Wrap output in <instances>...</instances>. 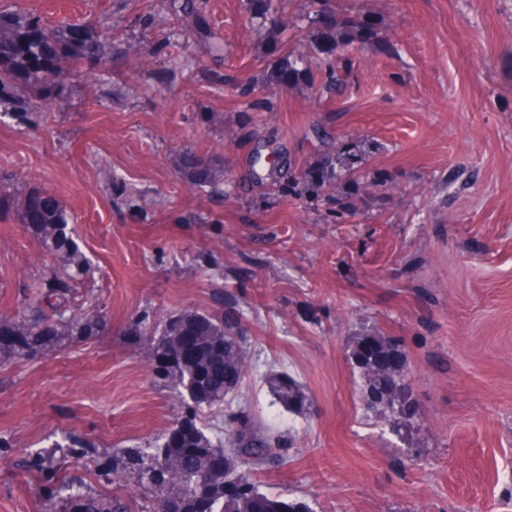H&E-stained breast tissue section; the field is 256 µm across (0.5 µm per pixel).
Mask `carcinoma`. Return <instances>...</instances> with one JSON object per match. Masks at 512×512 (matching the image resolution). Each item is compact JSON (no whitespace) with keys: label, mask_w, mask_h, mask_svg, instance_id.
I'll return each instance as SVG.
<instances>
[{"label":"carcinoma","mask_w":512,"mask_h":512,"mask_svg":"<svg viewBox=\"0 0 512 512\" xmlns=\"http://www.w3.org/2000/svg\"><path fill=\"white\" fill-rule=\"evenodd\" d=\"M285 0H245V8L261 29L266 46L280 45L284 58L262 75L250 80L243 89L253 95L268 86L289 92L305 90L321 94H339L343 73L353 62L349 48L373 43L382 53L392 45L378 40L374 26L358 16L341 15L327 6V0H311L314 9L306 15L318 55L315 68H324V77L316 80L307 66L309 56L281 38L277 12ZM108 38L105 33L87 29L77 40L71 24L50 26L40 18L22 11L0 9V107L12 109V116L29 120V111L49 106L57 75L75 68L84 59H103ZM183 178L195 188H214L224 180V159L200 154L192 149L179 157ZM303 189L322 196L336 190V167L329 161L317 163L298 177ZM42 199L37 213L30 211L32 198ZM12 212L17 223L27 225L40 239L46 253L60 267V273L30 285L22 313L0 315V360L20 357L22 353L49 346L61 347L78 338L97 336L100 319L82 307L66 306L84 282L89 262L74 238L70 216L63 206L46 192L26 184L0 183V209ZM134 332L146 337L157 362L155 373L164 386L173 389L183 408L176 425L187 423L192 434L178 445L167 442L164 433L143 448L118 450L112 455V477H125L141 485L159 504V512H253L250 503L261 498L265 512H313L304 501H287L279 495L260 491L256 485V466L267 459L271 439L260 437L247 428L225 434H211L196 423L197 411L221 410L231 405L229 395L248 372L245 328L242 318L215 317L200 313L164 315L151 327L141 320ZM191 333L197 336L195 353L166 366L162 359L173 348L172 339ZM374 359L355 353L364 382L367 409L378 411L395 429H400L401 414L409 409L410 392L406 374L398 368L397 350L376 337L365 340ZM232 371L229 386L217 383L213 372L218 367ZM270 392L285 408L301 401L299 386L285 377L268 380ZM215 453L224 456L220 474L205 481L198 475L206 467V458ZM73 512H133L117 497L77 493Z\"/></svg>","instance_id":"1"}]
</instances>
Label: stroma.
<instances>
[{"instance_id": "stroma-1", "label": "stroma", "mask_w": 512, "mask_h": 512, "mask_svg": "<svg viewBox=\"0 0 512 512\" xmlns=\"http://www.w3.org/2000/svg\"><path fill=\"white\" fill-rule=\"evenodd\" d=\"M181 2L0 0L49 25L101 26L111 43L109 61L59 74L41 119H0V177L72 216L92 269L78 301L107 324L0 365V512H40L51 450L60 475L156 512L135 482L101 474L114 449L179 416L132 322L233 308L250 372L200 422L216 432L243 414L278 431L262 490L313 512H512V0H330L394 52L353 50L338 100L272 88L260 108L240 90L280 53L259 45L242 0H194L188 70L165 42ZM268 139L286 164L258 183ZM193 148L223 157L221 192L187 188L177 160ZM327 159L336 199L296 194L295 176ZM57 269L0 212V312ZM366 336L393 342L408 376L400 431L364 408ZM279 373L301 385V411L269 393ZM67 436L81 453L60 447Z\"/></svg>"}]
</instances>
